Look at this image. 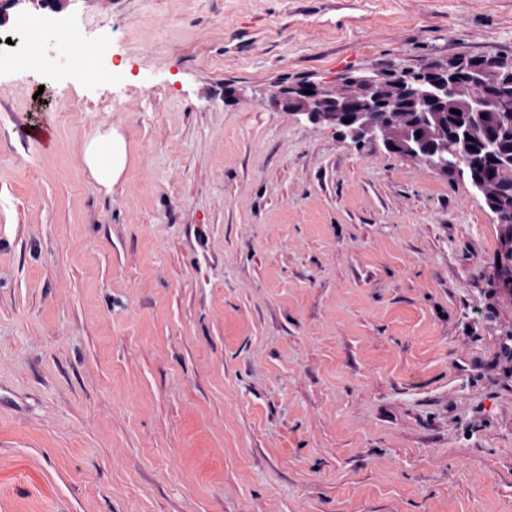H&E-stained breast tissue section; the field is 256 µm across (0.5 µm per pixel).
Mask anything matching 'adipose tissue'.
<instances>
[{"label":"adipose tissue","instance_id":"obj_1","mask_svg":"<svg viewBox=\"0 0 512 512\" xmlns=\"http://www.w3.org/2000/svg\"><path fill=\"white\" fill-rule=\"evenodd\" d=\"M82 161L97 191H111L126 166V146L117 132L87 140L81 151Z\"/></svg>","mask_w":512,"mask_h":512}]
</instances>
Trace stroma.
I'll return each mask as SVG.
<instances>
[{
    "mask_svg": "<svg viewBox=\"0 0 512 512\" xmlns=\"http://www.w3.org/2000/svg\"><path fill=\"white\" fill-rule=\"evenodd\" d=\"M38 40L0 65V512H512L501 225L270 105L512 59V0H67ZM82 161L95 189L110 192L126 166V146L115 130L87 140L81 151Z\"/></svg>",
    "mask_w": 512,
    "mask_h": 512,
    "instance_id": "35a3bbf8",
    "label": "stroma"
}]
</instances>
